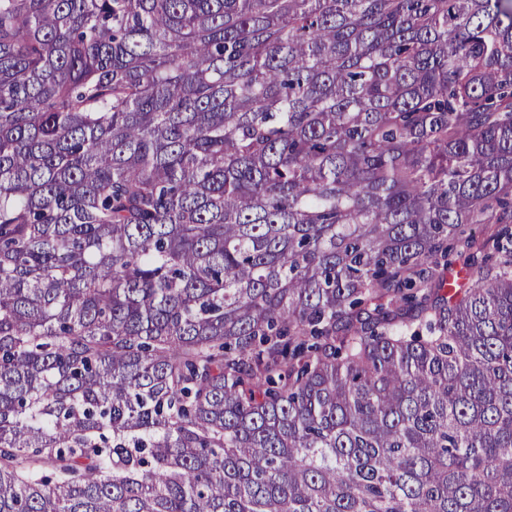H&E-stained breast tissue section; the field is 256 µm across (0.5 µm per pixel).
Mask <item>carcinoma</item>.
Wrapping results in <instances>:
<instances>
[{"label":"carcinoma","mask_w":512,"mask_h":512,"mask_svg":"<svg viewBox=\"0 0 512 512\" xmlns=\"http://www.w3.org/2000/svg\"><path fill=\"white\" fill-rule=\"evenodd\" d=\"M0 512H512V0H0Z\"/></svg>","instance_id":"obj_1"}]
</instances>
